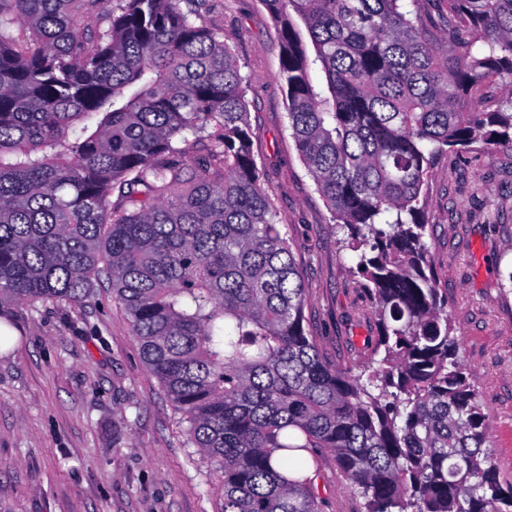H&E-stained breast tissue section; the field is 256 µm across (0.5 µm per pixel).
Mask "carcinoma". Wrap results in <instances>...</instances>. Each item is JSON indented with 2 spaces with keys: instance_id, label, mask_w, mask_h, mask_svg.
Listing matches in <instances>:
<instances>
[{
  "instance_id": "obj_1",
  "label": "carcinoma",
  "mask_w": 512,
  "mask_h": 512,
  "mask_svg": "<svg viewBox=\"0 0 512 512\" xmlns=\"http://www.w3.org/2000/svg\"><path fill=\"white\" fill-rule=\"evenodd\" d=\"M418 2L260 0L291 137L375 302L353 373L304 326L241 66L199 0H0V304L111 285L224 512H316L292 452L317 448L365 512H512L423 196L437 156L512 148V0H446L440 35Z\"/></svg>"
}]
</instances>
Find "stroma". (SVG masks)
I'll use <instances>...</instances> for the list:
<instances>
[{
	"instance_id": "stroma-1",
	"label": "stroma",
	"mask_w": 512,
	"mask_h": 512,
	"mask_svg": "<svg viewBox=\"0 0 512 512\" xmlns=\"http://www.w3.org/2000/svg\"><path fill=\"white\" fill-rule=\"evenodd\" d=\"M247 79L264 186L306 286L304 324L327 363L370 361L374 300L291 138L280 46L260 0H209ZM431 269L487 419L482 454L512 485V149L472 145L435 160L425 187ZM17 333L0 351V512H221L218 476L187 442L107 288L84 306H0ZM317 512H364L328 450L313 455Z\"/></svg>"
}]
</instances>
